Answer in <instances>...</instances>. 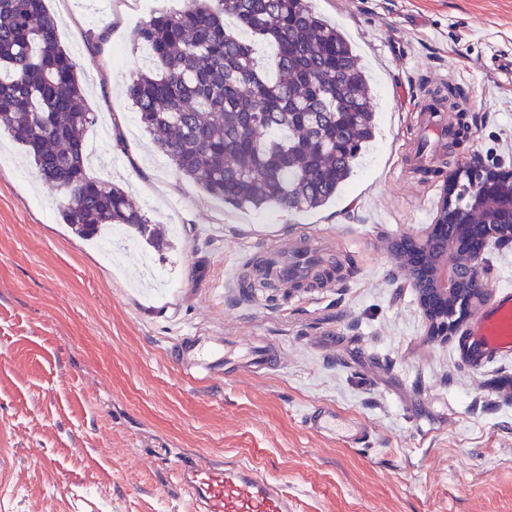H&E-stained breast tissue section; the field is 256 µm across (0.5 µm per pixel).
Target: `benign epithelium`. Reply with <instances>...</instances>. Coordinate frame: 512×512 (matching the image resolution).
Here are the masks:
<instances>
[{
    "instance_id": "7a95c632",
    "label": "benign epithelium",
    "mask_w": 512,
    "mask_h": 512,
    "mask_svg": "<svg viewBox=\"0 0 512 512\" xmlns=\"http://www.w3.org/2000/svg\"><path fill=\"white\" fill-rule=\"evenodd\" d=\"M482 190L490 192L500 182H512V173L489 167ZM512 243V224H469L461 219L453 191L445 192L437 223L413 240L407 254H401L406 241L390 243L412 279L418 303L428 321V332L446 342L458 338L468 348L462 324L471 312L487 301L490 267L486 254L494 247Z\"/></svg>"
}]
</instances>
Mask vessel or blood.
I'll use <instances>...</instances> for the list:
<instances>
[{
  "label": "vessel or blood",
  "instance_id": "obj_1",
  "mask_svg": "<svg viewBox=\"0 0 512 512\" xmlns=\"http://www.w3.org/2000/svg\"><path fill=\"white\" fill-rule=\"evenodd\" d=\"M323 239L318 235L290 239L287 248L263 254L261 264L283 279L285 286L310 283L320 270ZM467 334L482 356L512 352V291L499 289L475 311ZM184 375L193 380L222 371L227 354L219 336H186L176 346ZM245 367L261 371L271 368L274 354L261 345L244 346L237 356ZM308 429L318 435L336 434L352 445L368 444L373 435L368 423L341 416L332 407L318 405L304 415ZM176 472L187 489L195 512H296L295 498L283 484L245 465H229L201 458L182 459Z\"/></svg>",
  "mask_w": 512,
  "mask_h": 512
}]
</instances>
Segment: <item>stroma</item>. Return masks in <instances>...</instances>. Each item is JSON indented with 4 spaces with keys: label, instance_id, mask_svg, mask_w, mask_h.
I'll return each mask as SVG.
<instances>
[{
    "label": "stroma",
    "instance_id": "stroma-1",
    "mask_svg": "<svg viewBox=\"0 0 512 512\" xmlns=\"http://www.w3.org/2000/svg\"><path fill=\"white\" fill-rule=\"evenodd\" d=\"M84 71L87 108L118 124L91 174L121 184L169 230L137 232L121 258L62 224L61 193L0 138V512H192L174 470L195 455L280 480L299 512H512V354L464 357L431 342L391 242L421 237L445 175L401 170L418 99L453 86L471 133L455 164L512 166V0H310L346 31L371 77L380 134L336 201L312 211L240 210L159 170L125 87L148 62L137 0H93L81 31L47 0ZM107 68L90 63L103 27ZM329 229L336 285L298 296L245 285L244 265L292 235ZM255 339L280 359L254 376L186 378L184 336ZM327 403L372 427L371 445L311 434Z\"/></svg>",
    "mask_w": 512,
    "mask_h": 512
}]
</instances>
